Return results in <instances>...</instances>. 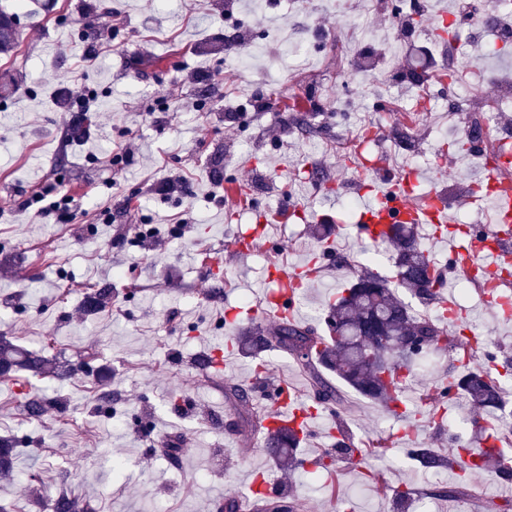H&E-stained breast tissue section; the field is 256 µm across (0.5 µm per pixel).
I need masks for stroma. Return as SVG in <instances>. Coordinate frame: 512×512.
<instances>
[{"mask_svg":"<svg viewBox=\"0 0 512 512\" xmlns=\"http://www.w3.org/2000/svg\"><path fill=\"white\" fill-rule=\"evenodd\" d=\"M94 0H29L21 16L22 42L0 54V333L59 366L98 354L102 371L91 379L21 373L0 377V436L23 437L21 467L39 473L46 493H67L95 512H216L225 496L253 505L251 481L292 489L303 512H392L394 487L428 493L461 485L458 500L431 498V512H503L508 498L493 471L461 482L448 468L438 477L418 470L406 456V416L342 388L343 400L311 421L301 455L327 457L330 472L312 478L296 469L283 475L263 450L260 430L236 431L224 394L225 380L242 384L257 412H266L267 387L285 384L312 403L307 376L287 352H265L267 369L229 357L202 372L197 359L223 348L238 327L271 330L278 321H255L253 306L276 284L272 264L309 257L318 238L314 218L332 230L328 242L346 265H324L300 297L297 322L322 327L330 298L362 269L395 280L391 254L373 260V245L357 240V219L345 202H365L353 179L364 127L376 129L368 146L388 166L416 169L414 193L448 190L466 223L489 201L470 187L483 168L451 148L492 99L512 94V53L491 56L496 31L457 23L453 56L432 41L431 21L405 33L399 15L411 0H107L121 27L107 37L93 66L83 53L86 24L104 27ZM362 15L366 40L340 30L344 16ZM257 49L249 71L236 76L224 63L238 33ZM396 45L395 61L381 59ZM375 57L359 69L360 54ZM463 80L435 82L442 63ZM83 82L96 94L87 135L74 139V115L58 102L60 90ZM313 104L308 133L291 124L284 107ZM409 124L412 149L394 130ZM136 129L141 149L124 167L97 162ZM317 170L323 182L302 197V211L288 206L293 185ZM75 200L72 223L35 216L25 201L43 189ZM184 220L181 236L171 229ZM152 224L160 235L139 237ZM252 236L249 248L241 237ZM105 285L112 303L91 315L83 306L88 287ZM457 303L473 327L512 354V318L478 299ZM111 389V407L100 406L95 386ZM44 392L53 408L29 420L23 400ZM342 427L354 440L389 438L388 488L373 486V463L337 451L332 436ZM181 438L178 467L159 450Z\"/></svg>","mask_w":512,"mask_h":512,"instance_id":"stroma-1","label":"stroma"}]
</instances>
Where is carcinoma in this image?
I'll use <instances>...</instances> for the list:
<instances>
[{"label":"carcinoma","instance_id":"1","mask_svg":"<svg viewBox=\"0 0 512 512\" xmlns=\"http://www.w3.org/2000/svg\"><path fill=\"white\" fill-rule=\"evenodd\" d=\"M22 38L16 15L0 12V54L7 55L17 47ZM393 253L397 268L398 284L408 289L425 307L437 303L444 288L442 274L424 249L416 234V225L397 224L383 242ZM111 293L106 288L92 289L86 298L91 310L106 307ZM447 308L438 312L437 320L426 315H417L399 298L388 283L365 270L358 274L336 302L329 305L323 334L310 325L301 324L284 317L270 333L260 328H250L238 336L229 338L230 345L247 358H258L268 348L277 346L288 352L293 360L305 369L315 387V403L305 409L331 408L341 400L339 391L323 377V372L336 375V380L350 387L359 396L385 407L393 414L399 413L403 404L402 389L407 379L414 377L423 357L436 356L448 349L455 352V370L448 375V382L440 383L434 393L426 396L428 415L444 418L441 405L448 397L463 398L467 402L493 416L495 423L484 428L482 437L500 441L512 426L503 424V419L512 418V401L502 391L503 381L512 375V364H498L495 353L489 351V337L464 323L450 320L455 335H448ZM482 352L484 363L477 367L474 354ZM20 371L34 375L60 369L50 361L26 350L15 340L0 333V375L10 376ZM227 397L232 400L240 419V426L250 427L253 413L247 390L237 384L225 386ZM25 411L32 420L47 413L44 398L29 394L25 400ZM266 430L265 440L269 444L268 456L282 466L290 468L299 464L296 455L301 439L295 430L285 425ZM336 447L348 454L364 458L381 459L390 450L386 438L371 439L356 446L345 431H340ZM22 450L13 437H0V478L9 480L16 469V461ZM408 456L424 470H439L451 465V461L435 448L422 442L407 449ZM491 465L498 473L501 483H512V457L499 447H494L488 456L480 457L471 470H481ZM263 504L262 512H280L279 503L291 504L288 512H298L300 504L293 495L282 494L273 498H258ZM52 512H76L75 500L59 493L46 500Z\"/></svg>","mask_w":512,"mask_h":512}]
</instances>
